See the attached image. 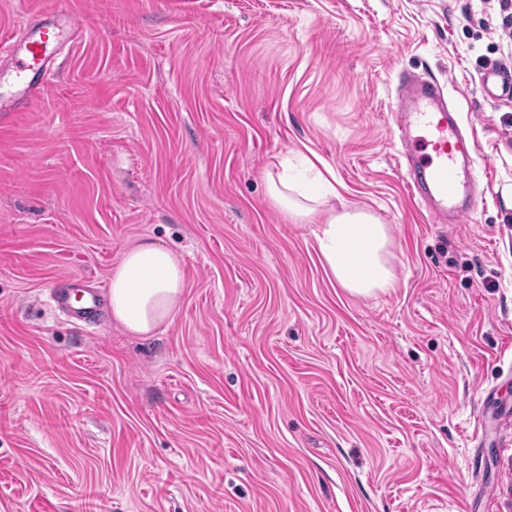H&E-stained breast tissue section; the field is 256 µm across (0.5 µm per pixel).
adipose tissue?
Here are the masks:
<instances>
[{"label":"adipose tissue","instance_id":"adipose-tissue-1","mask_svg":"<svg viewBox=\"0 0 512 512\" xmlns=\"http://www.w3.org/2000/svg\"><path fill=\"white\" fill-rule=\"evenodd\" d=\"M269 199L295 223H318L315 243L331 280L348 294L371 297L395 284L387 224L371 209L334 206L338 193L320 170L296 173L288 161L267 173ZM183 259L160 243L129 247L114 268L109 289L111 317L134 336L154 335L170 324L185 294Z\"/></svg>","mask_w":512,"mask_h":512}]
</instances>
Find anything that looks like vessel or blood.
I'll list each match as a JSON object with an SVG mask.
<instances>
[{
	"mask_svg": "<svg viewBox=\"0 0 512 512\" xmlns=\"http://www.w3.org/2000/svg\"><path fill=\"white\" fill-rule=\"evenodd\" d=\"M65 27H58L57 19ZM80 23L67 5H60L54 19L29 26L22 36L0 39V56L16 59L14 80L22 87L27 102L36 101L39 88L47 86L55 74L54 61L63 34H78ZM402 89L405 106L395 112V122L406 145L402 155L405 184L410 196L422 203L439 224L455 223L470 214L483 199L480 173L476 167V144L465 134L450 112L441 85L422 83L406 77ZM102 287L82 291L81 307H74L72 290L50 293L52 306L69 318L93 322L103 298Z\"/></svg>",
	"mask_w": 512,
	"mask_h": 512,
	"instance_id": "vessel-or-blood-1",
	"label": "vessel or blood"
}]
</instances>
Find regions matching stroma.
Listing matches in <instances>:
<instances>
[{"label":"stroma","instance_id":"35a3bbf8","mask_svg":"<svg viewBox=\"0 0 512 512\" xmlns=\"http://www.w3.org/2000/svg\"><path fill=\"white\" fill-rule=\"evenodd\" d=\"M55 0H0V38ZM32 107L0 57V512H512V69L499 0H69ZM444 84L484 198L436 224L391 103ZM316 155L390 228L396 281L327 276L264 173ZM150 238L171 324L55 313Z\"/></svg>","mask_w":512,"mask_h":512}]
</instances>
